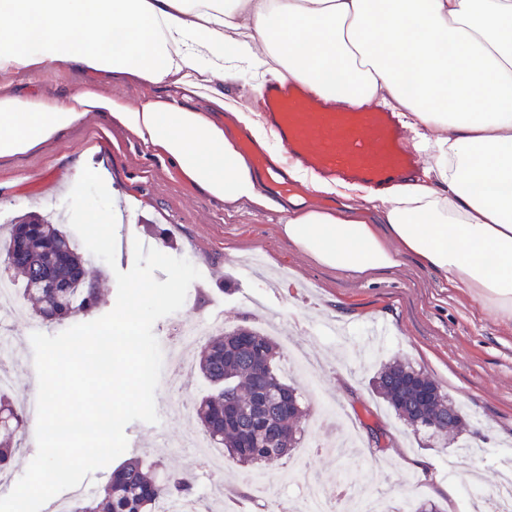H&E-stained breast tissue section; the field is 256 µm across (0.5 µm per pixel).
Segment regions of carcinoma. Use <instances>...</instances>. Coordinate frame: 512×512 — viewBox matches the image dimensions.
Listing matches in <instances>:
<instances>
[{"mask_svg": "<svg viewBox=\"0 0 512 512\" xmlns=\"http://www.w3.org/2000/svg\"><path fill=\"white\" fill-rule=\"evenodd\" d=\"M0 263L22 277V295L45 324L88 314L99 305L103 271L88 265L58 224L10 225ZM280 358L279 344L255 321L210 335L201 347L198 372L209 392L196 407L197 423L213 443L224 446V457L234 464L288 459L301 443L305 414L296 388L281 375ZM375 386L415 431L436 422L453 425L457 435L466 430L463 412L450 395L407 363L385 364ZM27 422L9 395L1 393L0 473L13 464ZM195 492L191 469L154 476L151 466L133 456L114 469L95 498H76L67 512H156L157 502L187 501Z\"/></svg>", "mask_w": 512, "mask_h": 512, "instance_id": "obj_1", "label": "carcinoma"}]
</instances>
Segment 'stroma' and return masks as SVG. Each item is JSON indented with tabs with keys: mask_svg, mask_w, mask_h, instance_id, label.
Returning <instances> with one entry per match:
<instances>
[{
	"mask_svg": "<svg viewBox=\"0 0 512 512\" xmlns=\"http://www.w3.org/2000/svg\"><path fill=\"white\" fill-rule=\"evenodd\" d=\"M267 81L264 69L240 65L236 79L224 85L231 111H255ZM99 120L89 113L62 138L0 160V212L6 219L67 213L70 169L78 161L89 166L112 185L117 239H125V219L133 217L142 239L164 254L188 259L202 274L190 285L183 307L155 323L160 345H168L175 322L220 311L231 324L246 315L275 321L296 348L314 354L322 370L320 393L311 394L302 375L289 374V381L311 408L329 405L343 413L367 457L315 455L311 477L331 486L339 472H349L353 481L385 493L396 512L424 503L437 512H486L484 499L463 501L461 481L475 469L477 486L494 489L501 459L512 455V323L500 322L478 299L448 287L409 256L368 280L326 269L279 236L278 213L226 209L183 181L124 126L112 124L109 139L95 142ZM376 318L386 324L378 336L370 333ZM33 322L24 299L15 315L0 321L17 340L19 359L0 362L17 397L37 393ZM395 357L427 374L461 405L470 421L462 434L469 449L452 444L443 453L427 447L423 435L396 419L378 397L372 380L379 365ZM369 417L390 431L392 447L367 446L362 422ZM196 429L193 415L164 412L158 425H145L136 454L166 470L185 468L191 455L183 443ZM471 450L483 457L479 467L471 465ZM195 476L194 512H223L224 496L213 491L216 482L234 491L242 486V469L235 465L218 479L202 468Z\"/></svg>",
	"mask_w": 512,
	"mask_h": 512,
	"instance_id": "1",
	"label": "stroma"
}]
</instances>
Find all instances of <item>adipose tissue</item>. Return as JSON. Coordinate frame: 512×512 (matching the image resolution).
<instances>
[{
    "label": "adipose tissue",
    "instance_id": "1",
    "mask_svg": "<svg viewBox=\"0 0 512 512\" xmlns=\"http://www.w3.org/2000/svg\"><path fill=\"white\" fill-rule=\"evenodd\" d=\"M260 46L276 78L397 112L430 166L354 187L339 212L271 200L224 134V84ZM62 69L79 81L0 95V158L96 112L97 139L128 128L226 207L275 206L282 238L319 265L370 279L409 255L512 322V0H0V79ZM102 76L156 93L132 106L101 95Z\"/></svg>",
    "mask_w": 512,
    "mask_h": 512
}]
</instances>
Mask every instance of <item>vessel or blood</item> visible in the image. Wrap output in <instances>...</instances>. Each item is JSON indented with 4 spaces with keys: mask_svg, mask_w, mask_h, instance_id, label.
I'll return each mask as SVG.
<instances>
[{
    "mask_svg": "<svg viewBox=\"0 0 512 512\" xmlns=\"http://www.w3.org/2000/svg\"><path fill=\"white\" fill-rule=\"evenodd\" d=\"M258 105L282 163L324 179L381 185L408 178L424 163L406 149L394 113L374 104L330 102L288 78L267 84Z\"/></svg>",
    "mask_w": 512,
    "mask_h": 512,
    "instance_id": "vessel-or-blood-1",
    "label": "vessel or blood"
}]
</instances>
